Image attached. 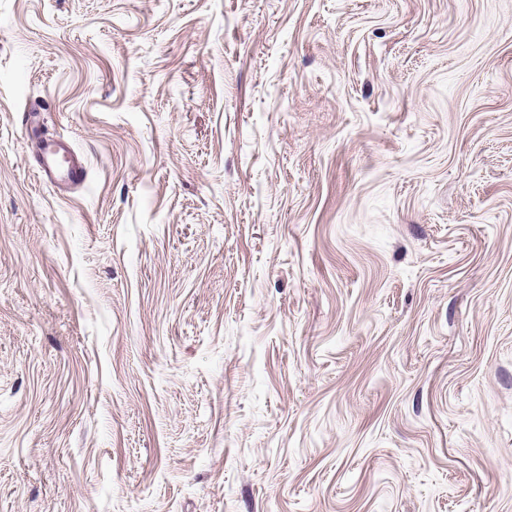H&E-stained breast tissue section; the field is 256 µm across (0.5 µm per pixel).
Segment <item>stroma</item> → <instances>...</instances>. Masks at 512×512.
<instances>
[{
    "instance_id": "stroma-1",
    "label": "stroma",
    "mask_w": 512,
    "mask_h": 512,
    "mask_svg": "<svg viewBox=\"0 0 512 512\" xmlns=\"http://www.w3.org/2000/svg\"><path fill=\"white\" fill-rule=\"evenodd\" d=\"M0 512H512V0H0ZM40 155L38 163L39 174L43 180L50 183H57L63 177L60 169L59 153L66 150L71 154L69 148L62 142L50 139H40L37 143Z\"/></svg>"
}]
</instances>
